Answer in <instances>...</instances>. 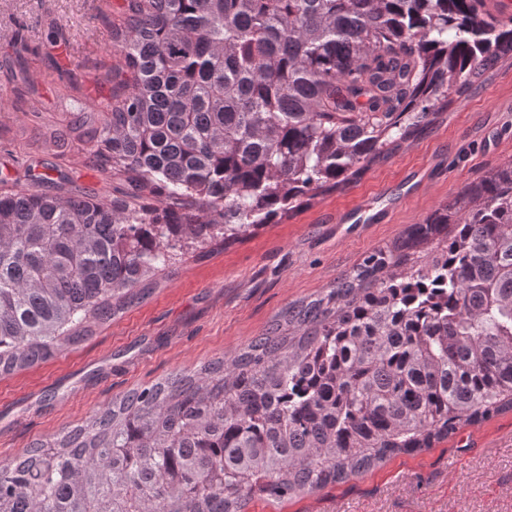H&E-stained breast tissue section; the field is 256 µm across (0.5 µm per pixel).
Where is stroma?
I'll use <instances>...</instances> for the list:
<instances>
[{"label":"stroma","mask_w":512,"mask_h":512,"mask_svg":"<svg viewBox=\"0 0 512 512\" xmlns=\"http://www.w3.org/2000/svg\"><path fill=\"white\" fill-rule=\"evenodd\" d=\"M124 0H0V172L28 187V165L53 169L54 190L111 198L118 182L85 150L57 147L78 99L112 100L104 76L119 55L112 27ZM512 58L345 191L202 259L187 258L153 294L95 327L84 343L0 376V460L84 424L126 392L232 355L288 304L329 288L369 252L421 222L465 185L512 159ZM361 211L340 224L342 210ZM248 512H512V410L416 454Z\"/></svg>","instance_id":"stroma-1"}]
</instances>
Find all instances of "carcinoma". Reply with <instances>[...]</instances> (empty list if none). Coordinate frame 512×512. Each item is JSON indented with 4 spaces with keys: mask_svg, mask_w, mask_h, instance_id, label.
I'll use <instances>...</instances> for the list:
<instances>
[{
    "mask_svg": "<svg viewBox=\"0 0 512 512\" xmlns=\"http://www.w3.org/2000/svg\"><path fill=\"white\" fill-rule=\"evenodd\" d=\"M483 0H125L112 104L53 142L110 200L0 193V375L341 192L512 58ZM512 409V159L195 374L0 461V512H246Z\"/></svg>",
    "mask_w": 512,
    "mask_h": 512,
    "instance_id": "obj_1",
    "label": "carcinoma"
}]
</instances>
